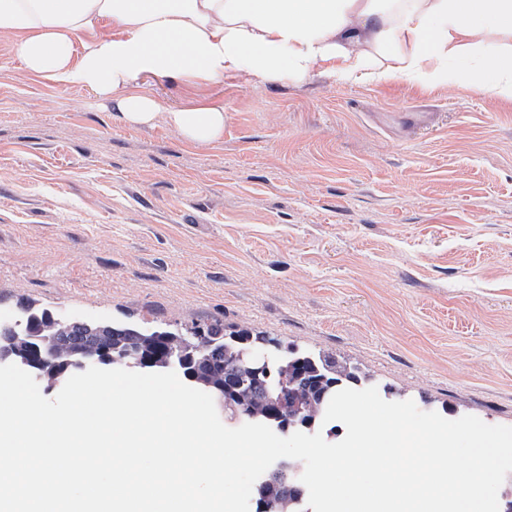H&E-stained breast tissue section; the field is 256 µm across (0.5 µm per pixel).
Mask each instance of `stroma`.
I'll return each instance as SVG.
<instances>
[{
	"label": "stroma",
	"instance_id": "obj_1",
	"mask_svg": "<svg viewBox=\"0 0 512 512\" xmlns=\"http://www.w3.org/2000/svg\"><path fill=\"white\" fill-rule=\"evenodd\" d=\"M136 90L223 110V138L130 124L0 36V314L248 327L387 401L512 426V101L402 78Z\"/></svg>",
	"mask_w": 512,
	"mask_h": 512
}]
</instances>
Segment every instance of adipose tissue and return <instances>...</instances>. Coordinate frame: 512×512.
Returning <instances> with one entry per match:
<instances>
[{"label": "adipose tissue", "mask_w": 512, "mask_h": 512, "mask_svg": "<svg viewBox=\"0 0 512 512\" xmlns=\"http://www.w3.org/2000/svg\"><path fill=\"white\" fill-rule=\"evenodd\" d=\"M107 20L117 35L96 36ZM0 34L18 36L30 72L110 97L134 124L165 116L200 144L223 137V111L160 113L133 90L142 76L404 78L512 100V0H0Z\"/></svg>", "instance_id": "obj_1"}]
</instances>
